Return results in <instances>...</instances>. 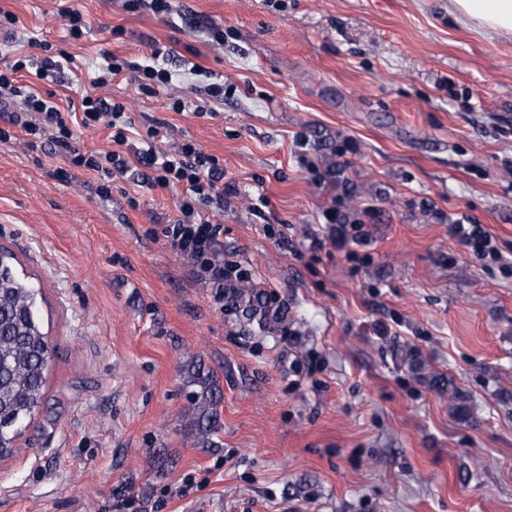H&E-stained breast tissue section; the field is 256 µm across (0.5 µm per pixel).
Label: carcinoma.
<instances>
[{
	"mask_svg": "<svg viewBox=\"0 0 512 512\" xmlns=\"http://www.w3.org/2000/svg\"><path fill=\"white\" fill-rule=\"evenodd\" d=\"M37 290L17 271L14 255L0 250V458L13 453L17 440L39 413L45 400L46 372L51 358L48 333L40 320ZM224 303L260 327L269 325L264 294L233 288ZM189 383L191 429L198 444L219 446L223 430L218 405L222 388L216 375L192 366Z\"/></svg>",
	"mask_w": 512,
	"mask_h": 512,
	"instance_id": "cac0c4a2",
	"label": "carcinoma"
}]
</instances>
